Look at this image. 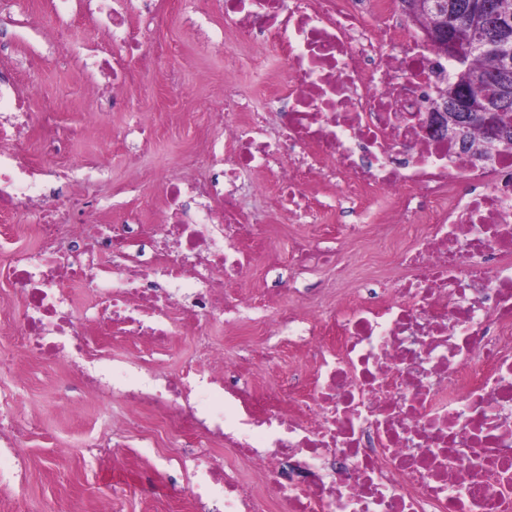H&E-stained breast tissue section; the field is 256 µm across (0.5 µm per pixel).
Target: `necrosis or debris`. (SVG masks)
I'll list each match as a JSON object with an SVG mask.
<instances>
[{
	"label": "necrosis or debris",
	"mask_w": 512,
	"mask_h": 512,
	"mask_svg": "<svg viewBox=\"0 0 512 512\" xmlns=\"http://www.w3.org/2000/svg\"><path fill=\"white\" fill-rule=\"evenodd\" d=\"M126 3L103 0L100 19L120 56L149 61L150 32L130 30ZM218 5L214 48L266 94L258 104L224 86L242 121L211 113L223 140L162 178L151 224L129 209L101 223L92 185L103 162L67 163L53 104L24 114L0 77V112L15 115L0 148V221L32 240L0 270L24 303L22 353L52 362L74 340L85 394L117 396L177 440L189 501L209 512H512V146L486 163L426 123L450 68L399 18V0ZM269 43L278 57L246 51ZM37 124L46 160L32 168L19 154ZM260 173L275 179L282 223H335L350 242L376 225L399 275L367 287L322 233L279 254L239 196ZM258 260L286 271L279 292H243ZM321 267L349 283L342 301L316 305L294 288V274ZM184 320L249 321L304 359L238 416L206 403L247 389L222 348L179 377L154 367L143 383L142 362L88 340L95 329L163 354ZM216 447L259 465L261 484L211 457Z\"/></svg>",
	"instance_id": "1"
}]
</instances>
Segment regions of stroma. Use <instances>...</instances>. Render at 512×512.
I'll use <instances>...</instances> for the list:
<instances>
[{"instance_id": "35a3bbf8", "label": "stroma", "mask_w": 512, "mask_h": 512, "mask_svg": "<svg viewBox=\"0 0 512 512\" xmlns=\"http://www.w3.org/2000/svg\"><path fill=\"white\" fill-rule=\"evenodd\" d=\"M50 5L51 0H17L16 9L0 13V39L12 49L0 57V74L19 90L26 92L34 84L43 95L57 98L61 121L74 133L68 163L84 162L99 147L109 150L112 160L102 178V194L133 183L139 192L125 193L124 199L128 206L143 207L157 190L147 172L170 173L212 136L209 100L217 88L227 82L247 87L253 78L244 70L225 71L223 57L209 48L213 33L224 26L210 0L197 2V12L209 16L202 25L180 10L178 0H156L154 37L163 51L147 66L132 63L136 76L126 87L133 103L147 105L155 114V150L140 168L129 167L128 147L118 135L129 120L127 111L111 110L98 130H89L77 93L90 55L112 49L95 0H81L76 15L67 20L72 39L62 60L53 25L36 30L26 21L30 15H49ZM171 67L182 72L180 88L164 80ZM242 199L268 226L279 252L287 251L293 236L307 233L303 224H278L271 184L243 189ZM5 396L10 399L7 418L25 434L21 454L27 478L22 486L0 487V512H55L60 506L66 512H100L107 501L112 512H187L186 475L178 466L159 464L160 457L179 456L180 448L151 446L147 436L153 425L147 419L135 420L120 439H113L112 422L125 413L118 399H87L77 373L25 355L0 368V398Z\"/></svg>"}]
</instances>
